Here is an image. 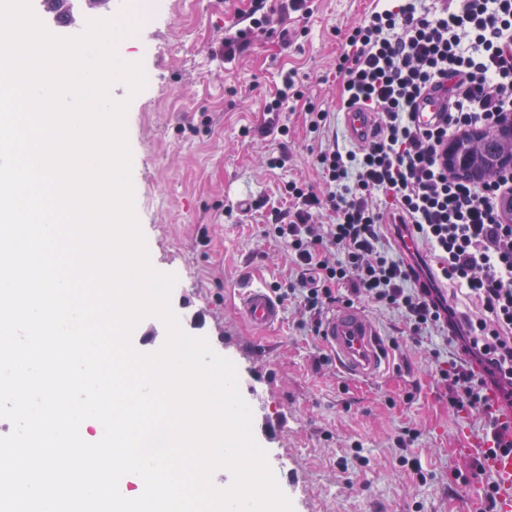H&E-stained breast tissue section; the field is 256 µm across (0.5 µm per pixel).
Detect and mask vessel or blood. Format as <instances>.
Masks as SVG:
<instances>
[{
  "label": "vessel or blood",
  "mask_w": 512,
  "mask_h": 512,
  "mask_svg": "<svg viewBox=\"0 0 512 512\" xmlns=\"http://www.w3.org/2000/svg\"><path fill=\"white\" fill-rule=\"evenodd\" d=\"M448 117L446 99L437 92H426L418 101L416 121L419 125L445 122ZM343 124L351 142L364 143L377 133L371 111L351 108L343 114ZM239 313L259 328L277 325L282 318L280 300L269 288L246 282L241 284ZM322 338L337 364L351 378L368 380L380 375L385 366V344L370 317L360 308L334 309L323 321ZM466 447L481 461L484 484L475 485L460 501L458 512H479L485 486L496 491L498 512H512V450H491L489 441L468 439Z\"/></svg>",
  "instance_id": "obj_1"
}]
</instances>
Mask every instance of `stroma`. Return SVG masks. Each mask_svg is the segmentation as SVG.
Returning <instances> with one entry per match:
<instances>
[{
	"label": "stroma",
	"instance_id": "obj_1",
	"mask_svg": "<svg viewBox=\"0 0 512 512\" xmlns=\"http://www.w3.org/2000/svg\"><path fill=\"white\" fill-rule=\"evenodd\" d=\"M151 4L150 35L121 42V58L142 62L148 77L127 130L136 212L152 264L178 276L171 304L182 327L235 364L254 408V436L294 512H456L481 480L460 434L482 430L478 414L449 410L448 392L434 379L438 362L458 360L454 345L437 336L413 343L400 312L356 300L389 350L381 375L358 382L327 360L298 298L283 300L280 323L263 330L236 308L243 280L271 289L294 273L285 244L264 233L269 208L285 207L280 190L288 180L320 185L321 149L349 147L336 58L377 0H312L304 19L278 14L279 0ZM255 8L272 13L274 33L256 37L235 60L215 55L234 15ZM287 69L297 71L304 93L282 114L287 136L248 135ZM309 102L330 114L315 141L304 127ZM281 152L284 166L268 168V157ZM406 427L418 432L410 452L427 482L396 462L395 438ZM356 444L369 465L350 461Z\"/></svg>",
	"mask_w": 512,
	"mask_h": 512
}]
</instances>
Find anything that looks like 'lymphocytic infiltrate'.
<instances>
[{
    "mask_svg": "<svg viewBox=\"0 0 512 512\" xmlns=\"http://www.w3.org/2000/svg\"><path fill=\"white\" fill-rule=\"evenodd\" d=\"M341 104L376 112L378 136L357 149L333 148L316 159L324 192L294 181L288 209L272 208L266 235L284 240L300 274L281 297L300 294L312 331L325 306L364 297L400 311L409 336L432 332L459 345L461 360L439 368L455 413L484 406L495 388L512 407V224L500 200L512 179L475 184L451 175L449 141L476 126L493 128L512 111V0H455L430 12L423 0L374 9L353 27L336 63ZM441 90L450 124L422 128L418 100ZM382 194L385 207L373 203ZM411 236L436 257L394 258L383 228ZM468 290L479 317L458 318L440 282Z\"/></svg>",
    "mask_w": 512,
    "mask_h": 512,
    "instance_id": "obj_1",
    "label": "lymphocytic infiltrate"
}]
</instances>
